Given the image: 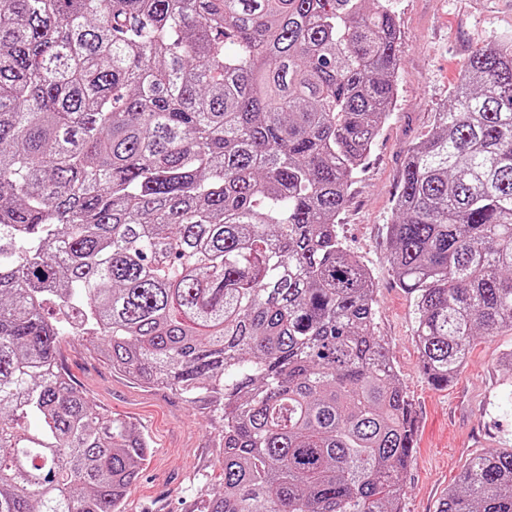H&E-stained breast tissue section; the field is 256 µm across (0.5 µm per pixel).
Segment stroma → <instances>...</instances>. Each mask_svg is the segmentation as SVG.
<instances>
[{"instance_id": "1", "label": "stroma", "mask_w": 512, "mask_h": 512, "mask_svg": "<svg viewBox=\"0 0 512 512\" xmlns=\"http://www.w3.org/2000/svg\"><path fill=\"white\" fill-rule=\"evenodd\" d=\"M401 30L397 101L339 218L348 249L370 271L376 332L388 342L413 404L416 452L404 476L403 512H436L469 459L512 448V371L502 365L512 331L474 340L463 372L445 388L420 370L412 303L388 261L408 148L433 127L451 99L467 53L512 37V0H390ZM60 366L88 400L126 419L151 441L152 454L127 495L126 512H198L222 482V417L211 399L187 402L176 391L145 388L113 370L88 338L66 339Z\"/></svg>"}]
</instances>
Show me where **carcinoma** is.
Masks as SVG:
<instances>
[{
  "instance_id": "1",
  "label": "carcinoma",
  "mask_w": 512,
  "mask_h": 512,
  "mask_svg": "<svg viewBox=\"0 0 512 512\" xmlns=\"http://www.w3.org/2000/svg\"><path fill=\"white\" fill-rule=\"evenodd\" d=\"M400 41L383 0H0V512H125L151 455L60 370L76 325L139 384L215 398L201 512H401L413 407L337 223ZM388 236L446 387L512 331V39L468 55ZM438 512H512V449Z\"/></svg>"
}]
</instances>
